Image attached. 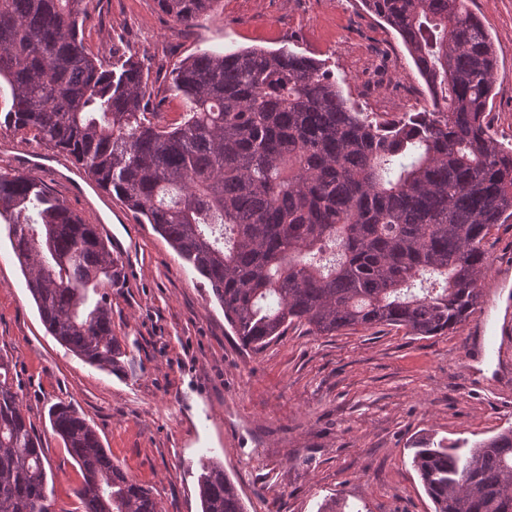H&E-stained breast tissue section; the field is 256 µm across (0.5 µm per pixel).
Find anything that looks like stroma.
Here are the masks:
<instances>
[{
  "label": "stroma",
  "mask_w": 512,
  "mask_h": 512,
  "mask_svg": "<svg viewBox=\"0 0 512 512\" xmlns=\"http://www.w3.org/2000/svg\"><path fill=\"white\" fill-rule=\"evenodd\" d=\"M469 8L495 43L490 119L512 145V0ZM83 33L102 61L116 45L144 59L166 123L186 110L170 95V72L202 50L295 46L343 78L354 106L387 119L427 100L400 38L361 0H219L190 28L156 0H94ZM33 177L112 236L137 224L120 199L87 208L66 184ZM138 226L133 260L110 291L112 331L128 352L118 375L46 333L0 231V354L50 463L51 512H82L80 470L48 422L59 401L87 419L129 478L152 489L162 512H201L198 478L209 460L223 464L247 512H319L332 499L352 512H434L411 466L415 442L432 435L468 448L512 429V276L441 336L390 327L316 336L296 326L255 351L240 344L206 280L151 225ZM482 320L499 331L500 358L486 354Z\"/></svg>",
  "instance_id": "1"
}]
</instances>
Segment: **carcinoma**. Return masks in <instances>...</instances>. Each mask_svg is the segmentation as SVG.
Listing matches in <instances>:
<instances>
[{
	"label": "carcinoma",
	"instance_id": "cac0c4a2",
	"mask_svg": "<svg viewBox=\"0 0 512 512\" xmlns=\"http://www.w3.org/2000/svg\"><path fill=\"white\" fill-rule=\"evenodd\" d=\"M92 0H0L5 127L71 156L204 279L244 346L300 324L316 335L391 326L440 336L481 295L486 239L512 219V147L488 116L492 37L468 0H361L400 37L429 107L380 120L333 71L287 47L202 51L171 72L188 104L160 124L143 60L90 56ZM192 26L215 0H156ZM6 225L46 332L85 363L121 370L109 293L118 261L44 185L0 171ZM0 356V512H50L48 459ZM53 432L83 477L82 512H161L62 401ZM412 464L434 512H512V430L467 451L423 438ZM202 512H245L224 467L202 466Z\"/></svg>",
	"mask_w": 512,
	"mask_h": 512
}]
</instances>
